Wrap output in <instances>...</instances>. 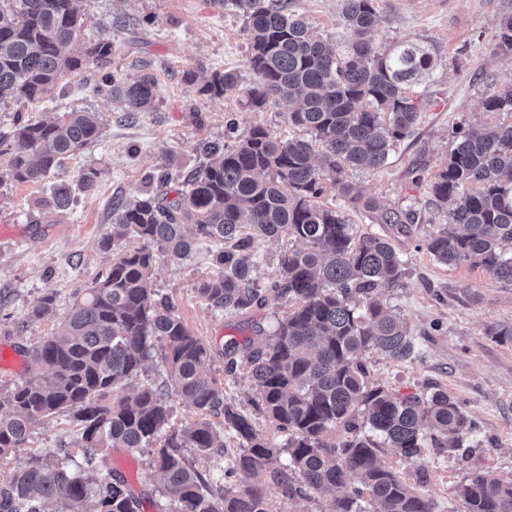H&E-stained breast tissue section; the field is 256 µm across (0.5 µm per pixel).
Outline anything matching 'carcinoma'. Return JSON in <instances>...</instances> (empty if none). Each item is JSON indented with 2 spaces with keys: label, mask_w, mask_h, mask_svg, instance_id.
I'll use <instances>...</instances> for the list:
<instances>
[{
  "label": "carcinoma",
  "mask_w": 512,
  "mask_h": 512,
  "mask_svg": "<svg viewBox=\"0 0 512 512\" xmlns=\"http://www.w3.org/2000/svg\"><path fill=\"white\" fill-rule=\"evenodd\" d=\"M84 2L0 0V102L37 101L79 71L89 93L114 98L127 112L153 109L156 78L115 80L108 72L111 42L93 44L82 58L66 55L88 21ZM232 4L251 36L247 65L255 82L246 90L248 104H295L288 123L324 146L322 161L314 163L311 142L279 140L256 126L235 145L207 146L208 160L174 199L112 207L105 275L76 291L57 332L33 349L38 376L0 393V457L23 447L39 420L67 412L84 466L66 471L64 444L29 457L0 480V512H46L51 501L60 512H139L140 497L124 479L97 480L95 468L112 448L148 451L169 512H270L262 482L237 488L239 477L260 474L287 503L330 494L321 512H433L434 503L386 461L382 448L411 458L426 429L448 439L450 450L471 434L448 392L403 396L368 381L364 353L397 361L414 353L389 303V293L403 287L404 262L383 238L356 236L341 207L315 202L328 183L378 224L415 223L414 211L356 192L346 170L382 167L394 143L412 132L419 109L407 86L431 70L432 57L411 43L378 53L370 40L378 25L375 0H344L341 24L349 39L340 50L313 38L285 0ZM496 48L512 55V15L500 21ZM202 92L238 94V75L216 73ZM483 108L512 111V86L489 95ZM102 136L96 113L86 110L52 121L19 118L0 137L5 176L42 181ZM71 193L66 183L53 185L54 207L68 208ZM432 193L436 205L449 201L453 208L429 237L428 251L446 265L482 266L512 285V123L462 135ZM283 235L300 247L280 255L279 279L262 288L252 275L255 241ZM199 242L215 244L209 258L219 268L197 288L208 305L250 316L283 299L290 304L271 335L224 346V373L232 377L238 363L247 366L255 409L288 432L282 445L259 438L251 418L204 374L209 347L151 288L159 256L178 263ZM157 346L167 382L129 388ZM175 398L194 415L179 431L169 430ZM219 415L240 440L230 456L224 433L210 421ZM186 448L224 461L223 483L197 471ZM457 493L466 512H512L511 479L477 473Z\"/></svg>",
  "instance_id": "1"
}]
</instances>
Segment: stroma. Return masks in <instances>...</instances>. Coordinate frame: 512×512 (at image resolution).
Returning <instances> with one entry per match:
<instances>
[{
	"label": "stroma",
	"instance_id": "1",
	"mask_svg": "<svg viewBox=\"0 0 512 512\" xmlns=\"http://www.w3.org/2000/svg\"><path fill=\"white\" fill-rule=\"evenodd\" d=\"M380 22L370 34L376 51L413 43L432 57L434 69L409 92L420 114L413 132L395 143L385 166L352 170L348 181L364 196L392 207L413 208L416 223L406 226L374 223L370 213L347 206L344 197L326 192L324 201L343 206L356 234L381 235L405 262L403 288L390 303L407 323L417 354L403 361L369 352L364 361L370 381L402 394L447 391L474 423L468 443L474 452L460 458L425 441L421 453L405 459L388 448L384 456L400 474L435 504V512H464L456 488L476 473L512 478V344L489 336L490 325L512 322V286L497 282L485 269L439 263L427 240L446 221L433 202L431 185L459 141L458 130L512 122V112H488L484 99L512 85V56L496 53L495 35L502 17L512 14V0H376ZM315 36L334 42L347 32L341 24L343 0H291ZM89 20L70 47L84 55L91 44L112 41L113 66L132 80L149 73L157 79L155 108L121 111L116 102L87 92L80 74L67 77L64 88L34 102L0 104V132H10L16 116L38 121L75 109L98 113L102 139L67 160L58 179L77 182L90 168L102 170L95 191H74L70 206L51 204L50 183L0 184V344L25 350L21 370L0 372V391L34 379L39 367L28 352L52 336L68 312L75 288L104 275L111 251L104 241L112 231L116 199L145 200L156 193L150 179L163 165L175 175H190L204 161L206 146L233 143L257 125L276 138H305L289 125L285 102L256 110L244 95L209 97L201 87L217 72L233 71L242 87L254 77L247 68L250 33L232 5L215 0H86ZM137 20L127 27V16ZM205 246L174 263L160 260L152 286L169 298L176 313L212 349L203 368L246 413L259 436L283 442L250 403L246 370L224 374L221 355L228 338L244 340L269 335L276 316L265 311L252 319L212 310L196 289L217 275ZM56 302L48 314L33 318L32 308L47 293ZM69 414L43 418L32 429L26 453L0 457V479L26 460L70 440ZM121 472L142 491L141 512H165L168 503L155 490L145 456L115 448L99 469L100 478Z\"/></svg>",
	"mask_w": 512,
	"mask_h": 512
}]
</instances>
